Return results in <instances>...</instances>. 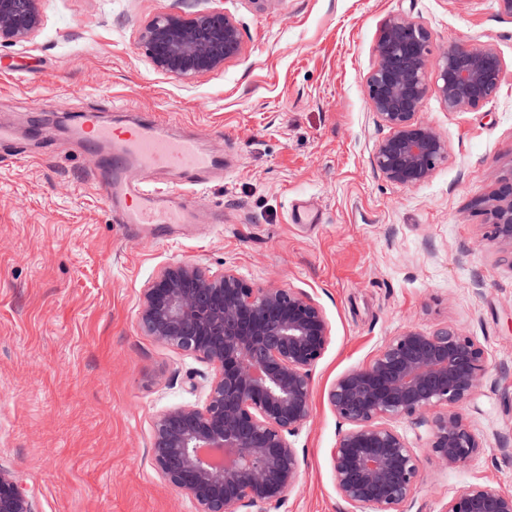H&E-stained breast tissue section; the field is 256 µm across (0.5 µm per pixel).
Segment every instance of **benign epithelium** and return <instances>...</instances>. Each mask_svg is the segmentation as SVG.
Wrapping results in <instances>:
<instances>
[{
  "label": "benign epithelium",
  "mask_w": 512,
  "mask_h": 512,
  "mask_svg": "<svg viewBox=\"0 0 512 512\" xmlns=\"http://www.w3.org/2000/svg\"><path fill=\"white\" fill-rule=\"evenodd\" d=\"M39 2L0 0V43L22 41L39 26ZM431 39L422 22L389 16L365 80L368 104L389 129L371 163L407 187L426 182L448 159L446 139L419 118L424 99L433 92L447 111L468 112L493 100L503 80L493 48L457 41L434 56ZM139 47L157 71L189 82L238 57L242 40L235 20L215 7L190 17L156 16ZM475 206L487 216L490 241L512 251V176ZM139 325L211 370L203 405L154 417L150 453L157 471L190 497L196 512H267L280 504L302 470L289 437L313 414V370L331 342L321 307L299 289L254 286L232 269L210 273L180 261L144 288ZM487 370L484 347L447 325L429 332L409 327L338 376L327 402L347 425L331 451L339 496L373 512H411L423 458L394 422L431 414L430 458L447 468L467 463L482 444L456 408ZM205 448L225 449L224 467H214ZM0 512H34L26 489L1 467ZM439 512H512V492L468 485Z\"/></svg>",
  "instance_id": "obj_1"
}]
</instances>
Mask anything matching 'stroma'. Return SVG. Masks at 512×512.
Here are the masks:
<instances>
[{
    "label": "stroma",
    "instance_id": "35a3bbf8",
    "mask_svg": "<svg viewBox=\"0 0 512 512\" xmlns=\"http://www.w3.org/2000/svg\"><path fill=\"white\" fill-rule=\"evenodd\" d=\"M218 4L241 55L191 82L154 70L144 27ZM40 13L28 39L0 46V121L19 130L0 144V467L35 512H195L149 448L156 414L203 404L209 370L138 328L144 288L177 261L305 291L329 323L313 415L292 439L302 475L269 512H371L336 491L343 425L326 391L409 326H453L489 364L462 408L483 448L459 467L425 463L416 512L475 483L512 492V253L473 207L512 174V18L495 0H41ZM398 13L429 28L432 52L465 40L504 64L480 109L425 99L448 159L415 187L371 165L388 130L365 77ZM88 109L155 116L223 156V179L202 190L209 212L151 241L114 223L95 158L71 152Z\"/></svg>",
    "mask_w": 512,
    "mask_h": 512
}]
</instances>
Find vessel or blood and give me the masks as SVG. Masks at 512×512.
I'll use <instances>...</instances> for the list:
<instances>
[{"label": "vessel or blood", "instance_id": "1", "mask_svg": "<svg viewBox=\"0 0 512 512\" xmlns=\"http://www.w3.org/2000/svg\"><path fill=\"white\" fill-rule=\"evenodd\" d=\"M75 136L97 159L93 179L118 223L191 224L208 205L198 186L223 174L224 159L188 133L169 132L159 119L136 118L115 128L99 113L77 117Z\"/></svg>", "mask_w": 512, "mask_h": 512}]
</instances>
